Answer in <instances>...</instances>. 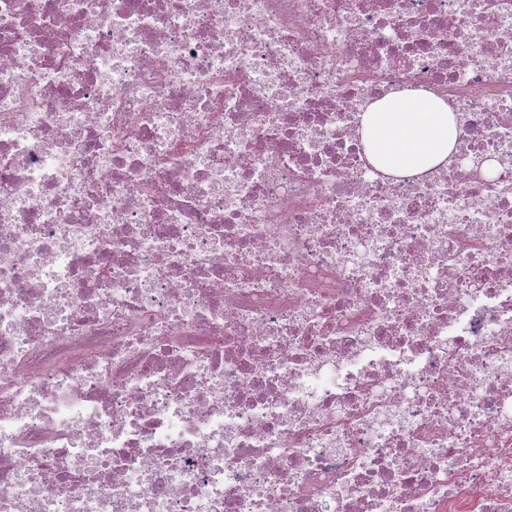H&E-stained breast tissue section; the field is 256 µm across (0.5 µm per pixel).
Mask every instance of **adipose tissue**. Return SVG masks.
<instances>
[{
	"label": "adipose tissue",
	"instance_id": "ef3b65f1",
	"mask_svg": "<svg viewBox=\"0 0 512 512\" xmlns=\"http://www.w3.org/2000/svg\"><path fill=\"white\" fill-rule=\"evenodd\" d=\"M459 130L453 112L420 90L388 94L362 116V137L372 164L396 175H420L446 164Z\"/></svg>",
	"mask_w": 512,
	"mask_h": 512
}]
</instances>
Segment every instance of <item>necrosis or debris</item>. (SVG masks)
Here are the masks:
<instances>
[{
  "instance_id": "4bbe7bcc",
  "label": "necrosis or debris",
  "mask_w": 512,
  "mask_h": 512,
  "mask_svg": "<svg viewBox=\"0 0 512 512\" xmlns=\"http://www.w3.org/2000/svg\"><path fill=\"white\" fill-rule=\"evenodd\" d=\"M0 512H512V0H0ZM361 131L375 168L396 175H421L447 164L460 133L448 105L420 90L390 93L372 104Z\"/></svg>"
}]
</instances>
